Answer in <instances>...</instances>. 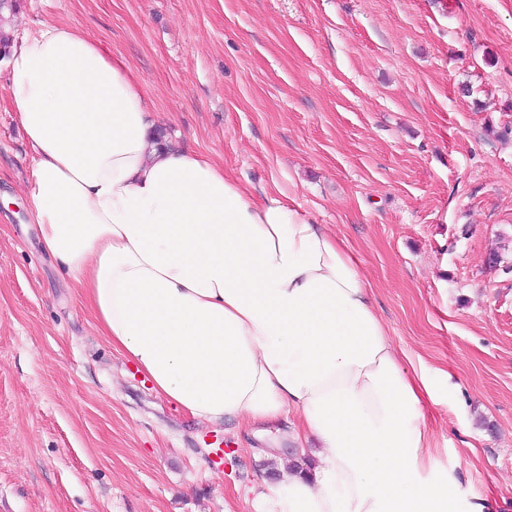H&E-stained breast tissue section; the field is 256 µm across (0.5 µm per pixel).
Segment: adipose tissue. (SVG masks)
I'll return each instance as SVG.
<instances>
[{
	"label": "adipose tissue",
	"instance_id": "1",
	"mask_svg": "<svg viewBox=\"0 0 512 512\" xmlns=\"http://www.w3.org/2000/svg\"><path fill=\"white\" fill-rule=\"evenodd\" d=\"M8 66L30 213L102 335L199 423L292 415L314 439L313 470L279 460L248 512H456L455 485L424 474L432 384L344 240L159 146L130 67L79 29L22 35Z\"/></svg>",
	"mask_w": 512,
	"mask_h": 512
}]
</instances>
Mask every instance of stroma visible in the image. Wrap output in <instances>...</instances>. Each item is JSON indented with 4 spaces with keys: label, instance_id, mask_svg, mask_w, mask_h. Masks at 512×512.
Returning a JSON list of instances; mask_svg holds the SVG:
<instances>
[{
    "label": "stroma",
    "instance_id": "obj_1",
    "mask_svg": "<svg viewBox=\"0 0 512 512\" xmlns=\"http://www.w3.org/2000/svg\"><path fill=\"white\" fill-rule=\"evenodd\" d=\"M20 4L13 38L77 26L129 64L168 145L347 242L439 394L431 473L463 512H512V0ZM7 75L0 512H245L297 449L288 423L200 424L112 349L42 248Z\"/></svg>",
    "mask_w": 512,
    "mask_h": 512
}]
</instances>
